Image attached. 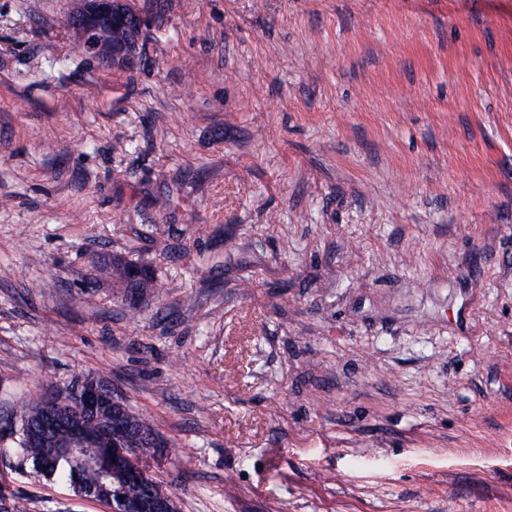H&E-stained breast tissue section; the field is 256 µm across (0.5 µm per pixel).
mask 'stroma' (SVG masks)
<instances>
[{
	"instance_id": "1",
	"label": "stroma",
	"mask_w": 512,
	"mask_h": 512,
	"mask_svg": "<svg viewBox=\"0 0 512 512\" xmlns=\"http://www.w3.org/2000/svg\"><path fill=\"white\" fill-rule=\"evenodd\" d=\"M127 2L106 70L0 0V447L91 374L180 512H512V0ZM112 273L122 280L127 288V294L130 292L133 295L138 292L141 296L147 288H155L152 276L144 266L113 258Z\"/></svg>"
}]
</instances>
